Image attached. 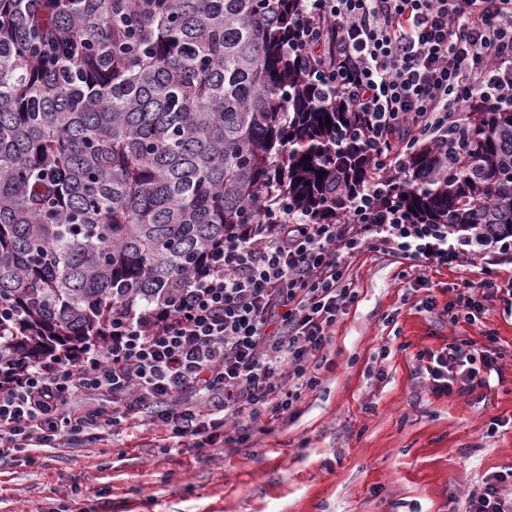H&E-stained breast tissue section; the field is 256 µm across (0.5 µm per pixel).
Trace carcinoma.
Returning <instances> with one entry per match:
<instances>
[{
  "label": "carcinoma",
  "mask_w": 512,
  "mask_h": 512,
  "mask_svg": "<svg viewBox=\"0 0 512 512\" xmlns=\"http://www.w3.org/2000/svg\"><path fill=\"white\" fill-rule=\"evenodd\" d=\"M302 0H0V381L105 345L245 224L381 208L512 237V109L398 157L290 48ZM329 117V122L319 118ZM309 159H304V156ZM322 176H317V173Z\"/></svg>",
  "instance_id": "carcinoma-1"
}]
</instances>
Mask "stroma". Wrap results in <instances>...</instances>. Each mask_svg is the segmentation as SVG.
<instances>
[{
    "label": "stroma",
    "instance_id": "35a3bbf8",
    "mask_svg": "<svg viewBox=\"0 0 512 512\" xmlns=\"http://www.w3.org/2000/svg\"><path fill=\"white\" fill-rule=\"evenodd\" d=\"M486 268L512 282V254L493 245L443 268L364 249L331 364L295 415L220 448L157 447L140 417L99 440L19 452L0 463V512H465L512 468V303L491 299L472 322L442 312ZM488 332L506 353L488 388L425 387L420 351Z\"/></svg>",
    "mask_w": 512,
    "mask_h": 512
}]
</instances>
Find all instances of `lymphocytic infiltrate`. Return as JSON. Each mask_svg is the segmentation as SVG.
<instances>
[{
	"mask_svg": "<svg viewBox=\"0 0 512 512\" xmlns=\"http://www.w3.org/2000/svg\"><path fill=\"white\" fill-rule=\"evenodd\" d=\"M295 55L317 56L316 88H343L368 113L364 143L442 142L465 106L512 107V0H305ZM377 186L344 223L283 212L243 228L172 299L112 309L111 348L44 361L0 386V460L26 448L131 423L151 412L168 447L289 413L316 390L330 329L355 303L349 260L365 245L430 265L467 263L471 241L444 224L375 208ZM501 291L486 274L448 311L475 318ZM494 336L420 352L431 393L469 395L505 354ZM466 512H512V469L491 476Z\"/></svg>",
	"mask_w": 512,
	"mask_h": 512,
	"instance_id": "obj_1",
	"label": "lymphocytic infiltrate"
}]
</instances>
